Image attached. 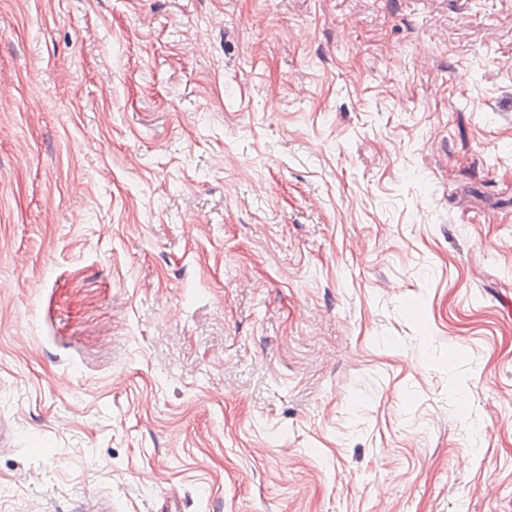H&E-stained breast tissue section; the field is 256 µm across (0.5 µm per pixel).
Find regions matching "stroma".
<instances>
[{
	"label": "stroma",
	"mask_w": 512,
	"mask_h": 512,
	"mask_svg": "<svg viewBox=\"0 0 512 512\" xmlns=\"http://www.w3.org/2000/svg\"><path fill=\"white\" fill-rule=\"evenodd\" d=\"M0 512H512V0H0Z\"/></svg>",
	"instance_id": "35a3bbf8"
}]
</instances>
